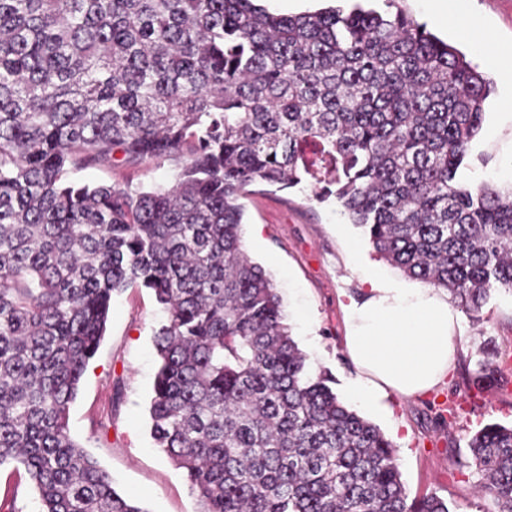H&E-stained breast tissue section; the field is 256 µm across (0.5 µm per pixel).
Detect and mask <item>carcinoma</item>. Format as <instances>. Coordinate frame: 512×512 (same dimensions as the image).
I'll return each instance as SVG.
<instances>
[{"mask_svg":"<svg viewBox=\"0 0 512 512\" xmlns=\"http://www.w3.org/2000/svg\"><path fill=\"white\" fill-rule=\"evenodd\" d=\"M493 92L399 10L255 0H0V466L39 512H147L69 433L114 297L165 314L155 447L198 512H450L408 501L392 443L313 374L242 239L249 187L335 199L375 251L477 313L512 291V190L459 171ZM171 162L170 186L87 169ZM512 512V427L469 442ZM273 1V0H263L258 2V4L265 7L268 11L282 14V15H294L304 12H314L316 10L335 5L334 1H322V0H309L307 2L301 1Z\"/></svg>","mask_w":512,"mask_h":512,"instance_id":"cac0c4a2","label":"carcinoma"}]
</instances>
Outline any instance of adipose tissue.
<instances>
[{"label":"adipose tissue","instance_id":"1","mask_svg":"<svg viewBox=\"0 0 512 512\" xmlns=\"http://www.w3.org/2000/svg\"><path fill=\"white\" fill-rule=\"evenodd\" d=\"M343 313L344 346L359 370L360 400L432 391L456 365L460 314L438 289L385 288L374 282Z\"/></svg>","mask_w":512,"mask_h":512}]
</instances>
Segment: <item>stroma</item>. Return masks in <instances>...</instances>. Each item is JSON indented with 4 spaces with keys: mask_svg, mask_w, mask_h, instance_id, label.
<instances>
[{
    "mask_svg": "<svg viewBox=\"0 0 512 512\" xmlns=\"http://www.w3.org/2000/svg\"><path fill=\"white\" fill-rule=\"evenodd\" d=\"M418 22L461 52L476 55L455 24L434 20L421 0H398ZM459 14L488 32L483 50H512V0H459ZM494 91L485 103L483 128L464 171L467 183L512 185V120L507 101L512 77L487 69ZM173 166L150 162L139 169H88L83 181L168 185ZM243 240L251 259L272 277L292 335L307 354L312 371L336 380L341 401L392 441L409 499L434 495L450 512H497L496 502L479 493L470 438L484 425H512V292H493L479 313H462L454 341L460 358L453 377L437 390L413 398L389 395L381 408L355 402V370L344 349L342 306L360 297L368 280L392 288L417 282L380 258L359 228L332 201L311 200L309 191L253 186L243 198ZM161 314L150 293L131 288L119 296L106 335L90 362L71 406L72 437L93 455L122 494L147 512H197L181 470L154 448L148 405L157 368L153 331ZM121 394H114V384Z\"/></svg>",
    "mask_w": 512,
    "mask_h": 512,
    "instance_id": "obj_1",
    "label": "stroma"
}]
</instances>
